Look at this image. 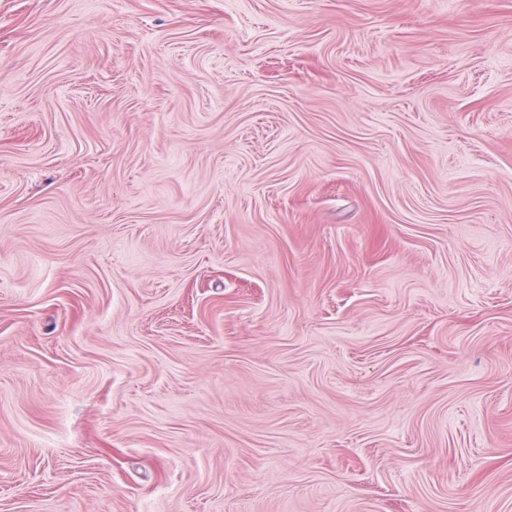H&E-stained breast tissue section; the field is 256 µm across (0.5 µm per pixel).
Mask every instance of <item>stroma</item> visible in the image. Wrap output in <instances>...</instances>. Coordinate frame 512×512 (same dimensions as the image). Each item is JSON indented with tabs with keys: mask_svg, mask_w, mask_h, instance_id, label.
Instances as JSON below:
<instances>
[{
	"mask_svg": "<svg viewBox=\"0 0 512 512\" xmlns=\"http://www.w3.org/2000/svg\"><path fill=\"white\" fill-rule=\"evenodd\" d=\"M0 512H512V0H0Z\"/></svg>",
	"mask_w": 512,
	"mask_h": 512,
	"instance_id": "stroma-1",
	"label": "stroma"
}]
</instances>
